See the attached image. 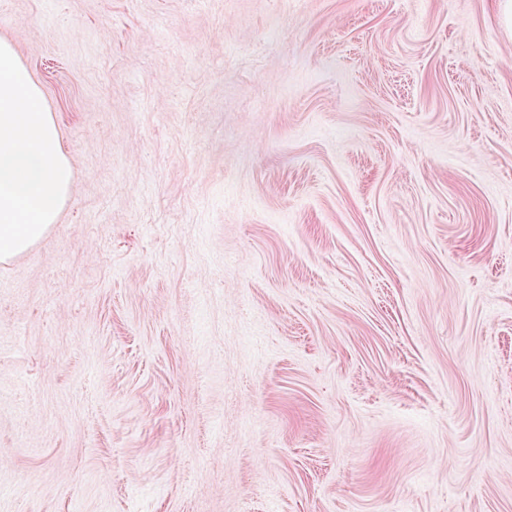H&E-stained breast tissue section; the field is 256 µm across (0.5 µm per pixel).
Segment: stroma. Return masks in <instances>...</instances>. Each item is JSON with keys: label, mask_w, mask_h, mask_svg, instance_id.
Instances as JSON below:
<instances>
[{"label": "stroma", "mask_w": 512, "mask_h": 512, "mask_svg": "<svg viewBox=\"0 0 512 512\" xmlns=\"http://www.w3.org/2000/svg\"><path fill=\"white\" fill-rule=\"evenodd\" d=\"M74 192L0 263V512H512L503 0H0Z\"/></svg>", "instance_id": "obj_1"}]
</instances>
